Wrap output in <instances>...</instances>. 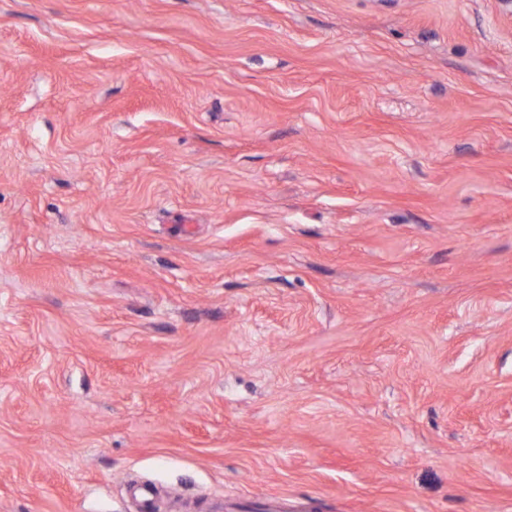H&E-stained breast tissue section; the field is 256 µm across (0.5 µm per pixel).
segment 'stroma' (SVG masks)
Here are the masks:
<instances>
[{
    "label": "stroma",
    "mask_w": 512,
    "mask_h": 512,
    "mask_svg": "<svg viewBox=\"0 0 512 512\" xmlns=\"http://www.w3.org/2000/svg\"><path fill=\"white\" fill-rule=\"evenodd\" d=\"M512 512L507 0H0V512Z\"/></svg>",
    "instance_id": "obj_1"
}]
</instances>
